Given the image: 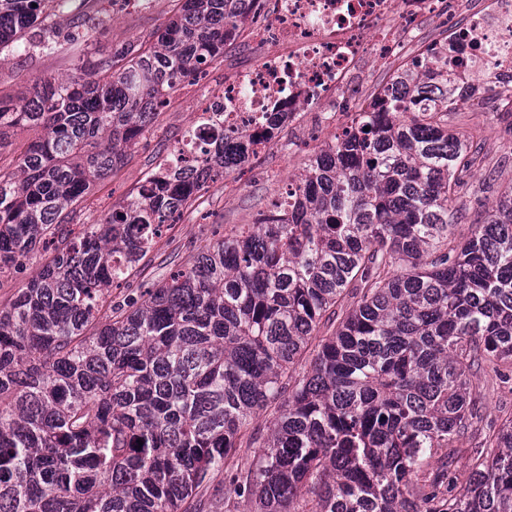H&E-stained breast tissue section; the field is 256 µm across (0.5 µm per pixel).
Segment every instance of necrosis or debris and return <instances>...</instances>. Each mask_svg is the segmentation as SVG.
<instances>
[{
	"mask_svg": "<svg viewBox=\"0 0 512 512\" xmlns=\"http://www.w3.org/2000/svg\"><path fill=\"white\" fill-rule=\"evenodd\" d=\"M459 12L463 22L448 28V82L481 99L485 89L512 83V0H258L263 22L253 36L277 50L207 94L203 109L241 133L251 153L268 147L265 120L274 113L287 128L314 106L319 127L341 134L343 114L325 103L355 63L390 56L421 21Z\"/></svg>",
	"mask_w": 512,
	"mask_h": 512,
	"instance_id": "1",
	"label": "necrosis or debris"
}]
</instances>
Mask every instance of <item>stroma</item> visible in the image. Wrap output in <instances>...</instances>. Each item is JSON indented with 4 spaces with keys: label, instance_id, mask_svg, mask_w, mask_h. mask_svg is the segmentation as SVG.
I'll return each instance as SVG.
<instances>
[{
    "label": "stroma",
    "instance_id": "1",
    "mask_svg": "<svg viewBox=\"0 0 512 512\" xmlns=\"http://www.w3.org/2000/svg\"><path fill=\"white\" fill-rule=\"evenodd\" d=\"M174 13L173 0H142L132 7L122 5L121 0H55L48 34L58 39L56 51L48 53L25 42L0 53V96L22 102L37 79L69 74L79 60L105 55L119 44L145 38L162 28ZM265 52V47L242 36L225 46L223 61L206 67L203 87L220 90L225 79L255 66ZM393 72V67L374 58L362 59L354 79L334 98V106L342 112L356 111L367 94L380 89ZM200 88L187 81L179 86L124 167L98 183L79 203L77 223H101L114 205L144 181L147 172L194 121L200 109ZM453 125L481 149V161L469 179L471 188L456 201L464 217L457 221L454 233L463 240L472 232V220L485 216L492 202L512 184V105L499 100L487 113L461 107ZM322 138L311 115H304L257 158L248 172L237 176L233 190H225L220 180L208 184L180 224L141 262L133 284L166 279L170 269L191 264L200 246L211 239L214 225L229 228L249 224L258 214L269 211L279 197L282 180L301 173ZM474 383L483 394L485 424H498L512 414V377L502 382L479 373Z\"/></svg>",
    "mask_w": 512,
    "mask_h": 512
}]
</instances>
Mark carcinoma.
<instances>
[{"label": "carcinoma", "mask_w": 512, "mask_h": 512, "mask_svg": "<svg viewBox=\"0 0 512 512\" xmlns=\"http://www.w3.org/2000/svg\"><path fill=\"white\" fill-rule=\"evenodd\" d=\"M252 2L180 0L149 39L35 82L22 104L0 97V149L36 132L0 164V278L43 259L0 303V512H205L220 470L224 502L259 512H512V415L455 470L482 420L475 371L512 368V186L454 244L472 158L437 60L395 71L385 107L353 113L287 204L166 280L128 290L245 159L208 113L104 222L72 224L182 82L224 59ZM53 3L0 0V50Z\"/></svg>", "instance_id": "cac0c4a2"}]
</instances>
